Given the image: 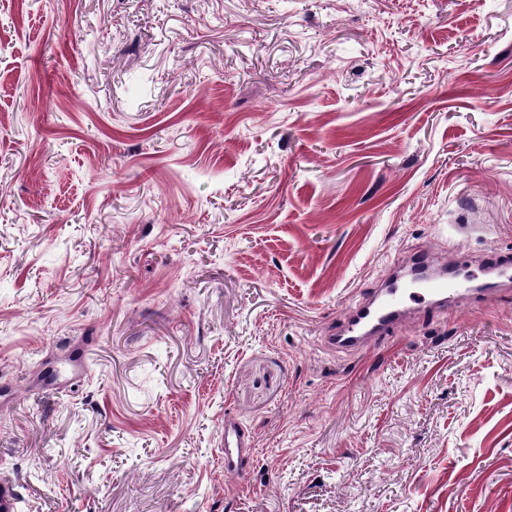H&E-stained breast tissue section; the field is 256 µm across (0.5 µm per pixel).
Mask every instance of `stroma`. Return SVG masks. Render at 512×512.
Wrapping results in <instances>:
<instances>
[{"instance_id": "obj_1", "label": "stroma", "mask_w": 512, "mask_h": 512, "mask_svg": "<svg viewBox=\"0 0 512 512\" xmlns=\"http://www.w3.org/2000/svg\"><path fill=\"white\" fill-rule=\"evenodd\" d=\"M446 236L512 254V0H0L19 512H512V287L324 344ZM434 254L435 252L431 248L415 251L405 259H398L394 265L396 266V269H408V271L416 275H422L431 266ZM252 452L249 435L232 419L224 420V470L243 473L242 460Z\"/></svg>"}]
</instances>
